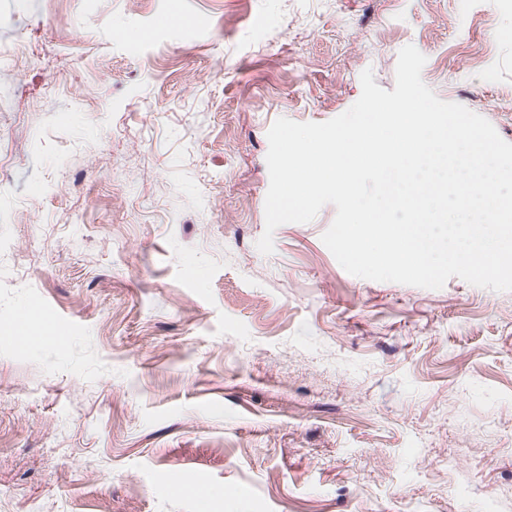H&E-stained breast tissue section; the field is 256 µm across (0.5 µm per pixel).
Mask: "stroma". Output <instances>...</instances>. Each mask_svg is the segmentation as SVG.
<instances>
[{"label": "stroma", "instance_id": "1", "mask_svg": "<svg viewBox=\"0 0 512 512\" xmlns=\"http://www.w3.org/2000/svg\"><path fill=\"white\" fill-rule=\"evenodd\" d=\"M408 44L512 143V0H0V512H512V291L256 247L273 122Z\"/></svg>", "mask_w": 512, "mask_h": 512}]
</instances>
